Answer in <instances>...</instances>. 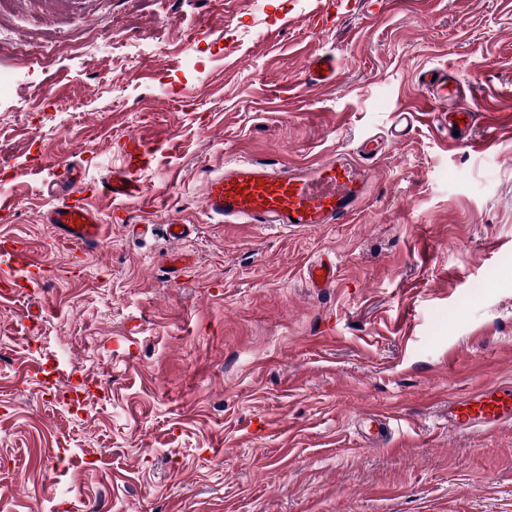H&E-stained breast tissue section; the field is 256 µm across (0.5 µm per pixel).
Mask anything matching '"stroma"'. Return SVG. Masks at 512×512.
I'll list each match as a JSON object with an SVG mask.
<instances>
[{"instance_id":"stroma-1","label":"stroma","mask_w":512,"mask_h":512,"mask_svg":"<svg viewBox=\"0 0 512 512\" xmlns=\"http://www.w3.org/2000/svg\"><path fill=\"white\" fill-rule=\"evenodd\" d=\"M0 32V236L53 271L0 300V512H512V423L448 428L449 398L512 383V124L474 152L423 117L346 224L202 203L225 161L386 135L428 69L512 110V0H0ZM324 51L339 77L309 86ZM131 134L176 148L143 196L93 199L98 250L50 248L58 163L99 181ZM322 258L336 281L308 287Z\"/></svg>"}]
</instances>
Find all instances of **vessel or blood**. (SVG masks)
I'll return each instance as SVG.
<instances>
[{
  "instance_id": "b4317fda",
  "label": "vessel or blood",
  "mask_w": 512,
  "mask_h": 512,
  "mask_svg": "<svg viewBox=\"0 0 512 512\" xmlns=\"http://www.w3.org/2000/svg\"><path fill=\"white\" fill-rule=\"evenodd\" d=\"M310 84L329 85L338 76L339 60L324 52L309 56L305 64ZM420 85L434 103L432 114L460 136H467L477 112L461 100L460 90L445 71H425ZM155 144L141 136H129L123 144L122 165L97 182H87L74 169L63 171L65 188L53 197L44 212L57 242L87 253L103 242L102 226L91 198L112 199L141 195L138 176L155 161ZM382 152L375 138L360 143L352 154H332L294 164L239 159L225 163L221 173L206 179L205 210L227 224H285L316 228L343 224L364 203L369 193L370 164ZM336 267L329 262L312 265L311 287L332 285ZM47 266L22 241L0 239V298L11 300L44 290ZM512 422V384L494 385L448 401V427L454 431L491 429Z\"/></svg>"
}]
</instances>
